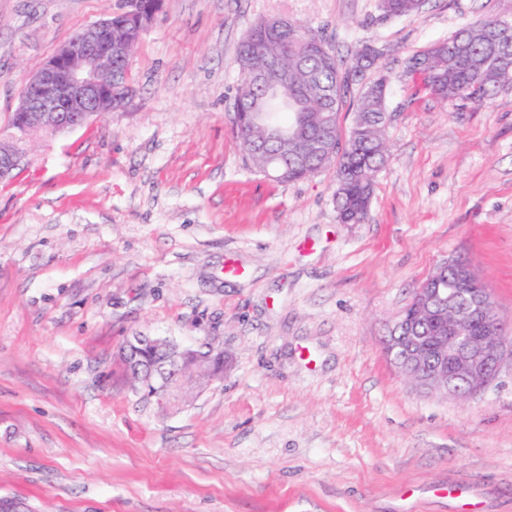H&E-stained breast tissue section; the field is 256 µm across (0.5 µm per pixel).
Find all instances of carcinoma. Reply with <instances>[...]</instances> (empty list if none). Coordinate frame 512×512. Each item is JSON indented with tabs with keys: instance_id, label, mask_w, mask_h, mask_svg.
<instances>
[{
	"instance_id": "cac0c4a2",
	"label": "carcinoma",
	"mask_w": 512,
	"mask_h": 512,
	"mask_svg": "<svg viewBox=\"0 0 512 512\" xmlns=\"http://www.w3.org/2000/svg\"><path fill=\"white\" fill-rule=\"evenodd\" d=\"M377 8L385 17H402L417 14L421 6L416 0H377ZM497 22L489 17L459 30L440 42L427 69L411 68L409 73L422 77L437 98L485 105L512 87V67L501 62L485 73L483 83L474 82V66L484 58H512V41L499 44L490 38ZM280 35L288 43V70L293 72L283 90L288 104L262 98L251 83V72L239 70L241 127L236 132L242 149L260 170L288 171L290 182L336 166L338 221L363 224L374 193V173L387 161L386 88L375 82L364 86L348 130L342 129L340 117L352 85L359 81L357 74L371 68L377 50L364 45L345 67L322 35L296 22ZM326 139L336 141V153L320 156L314 147Z\"/></svg>"
}]
</instances>
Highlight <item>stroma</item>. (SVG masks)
<instances>
[{
  "mask_svg": "<svg viewBox=\"0 0 512 512\" xmlns=\"http://www.w3.org/2000/svg\"><path fill=\"white\" fill-rule=\"evenodd\" d=\"M120 0H0V139L28 74ZM512 0H163L127 107L37 132L0 181V512H512V370L424 395L388 325L448 259L512 322V88L477 107L406 70ZM283 16L339 59L380 52L389 160L368 220L336 169L276 183L232 126L244 35ZM137 333L229 363L169 412L133 390ZM418 0H378L377 8L384 17H402L417 14L422 5Z\"/></svg>",
  "mask_w": 512,
  "mask_h": 512,
  "instance_id": "35a3bbf8",
  "label": "stroma"
}]
</instances>
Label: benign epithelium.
<instances>
[{
    "label": "benign epithelium",
    "mask_w": 512,
    "mask_h": 512,
    "mask_svg": "<svg viewBox=\"0 0 512 512\" xmlns=\"http://www.w3.org/2000/svg\"><path fill=\"white\" fill-rule=\"evenodd\" d=\"M126 13L136 15L131 22L116 21L114 14L86 26L55 54L33 71L24 83L16 111L24 113L25 127L34 131L47 127L55 135L84 126L102 112L124 110L133 96L126 70L134 47L153 22L157 9L139 10L131 2ZM288 25V18L270 25L257 23L259 38L250 42L248 57H259L264 69L254 77L256 84L281 85L288 77L282 63L288 58V46L277 32ZM24 155L10 145H0V180H8L19 168ZM457 269L454 287L444 288L439 279H431L416 289L410 319L389 327L384 352L397 372L416 391L441 394L456 400L470 399L485 391L502 369L512 366V337L495 311L489 289L463 259H451ZM462 300V307L448 304V333L413 336L414 323L424 314L442 319L445 297ZM173 341L136 334L124 342L120 358L128 370L146 374L147 395L163 408L186 402L195 366L208 364V355H200L197 365L173 362L171 376H158L139 359V350H160Z\"/></svg>",
    "instance_id": "obj_1"
}]
</instances>
